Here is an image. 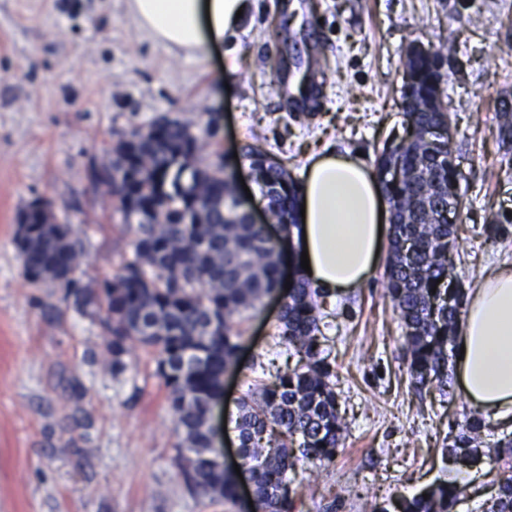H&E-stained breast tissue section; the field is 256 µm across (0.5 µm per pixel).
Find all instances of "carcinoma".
Masks as SVG:
<instances>
[{
    "instance_id": "carcinoma-1",
    "label": "carcinoma",
    "mask_w": 512,
    "mask_h": 512,
    "mask_svg": "<svg viewBox=\"0 0 512 512\" xmlns=\"http://www.w3.org/2000/svg\"><path fill=\"white\" fill-rule=\"evenodd\" d=\"M445 50L431 46L403 62L416 102L408 117L417 134L385 149L378 160L381 175L399 171L397 179L382 180L391 206L385 279L403 325L409 374L414 383L443 393L462 297V289L447 286L455 267V158L448 138L433 132L449 122L441 73ZM252 139L242 156L261 186L270 220L296 223L294 181L284 165L270 163L260 136ZM202 150L188 125L166 115L116 143L112 164L94 178L111 189L131 251L97 288L82 285L76 275L82 245L46 201L32 202L23 213L28 235L18 250L32 280L59 289L62 301H74L83 314L96 307L112 374L125 370L130 342L154 357L174 416L184 482L211 504H234L237 475L215 462L208 415L221 398L224 372L238 367L240 321L280 286L282 251L264 225L249 222L224 166L204 163ZM327 305L325 293L299 278L291 283L273 341L298 355L300 364L271 381L248 383L232 419L260 512H296L299 493L288 473L300 464L334 461L341 443L345 425L320 341ZM481 429V419L465 420L449 449L455 460L484 458L494 467L512 456L511 440L477 447ZM427 494L399 499L394 510L380 512H454L465 490L441 483ZM485 512H512V475L500 481Z\"/></svg>"
}]
</instances>
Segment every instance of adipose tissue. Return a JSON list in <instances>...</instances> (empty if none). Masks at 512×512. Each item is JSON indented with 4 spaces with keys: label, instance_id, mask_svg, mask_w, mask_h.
Here are the masks:
<instances>
[{
    "label": "adipose tissue",
    "instance_id": "1",
    "mask_svg": "<svg viewBox=\"0 0 512 512\" xmlns=\"http://www.w3.org/2000/svg\"><path fill=\"white\" fill-rule=\"evenodd\" d=\"M257 0H127L138 27L170 51L220 54L239 38ZM305 218L283 247L309 287L328 294L362 287L383 257L385 198L359 156L328 151L305 170L298 195ZM454 369L466 399L512 420V265L494 269L466 294Z\"/></svg>",
    "mask_w": 512,
    "mask_h": 512
}]
</instances>
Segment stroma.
Listing matches in <instances>:
<instances>
[{
  "label": "stroma",
  "instance_id": "obj_1",
  "mask_svg": "<svg viewBox=\"0 0 512 512\" xmlns=\"http://www.w3.org/2000/svg\"><path fill=\"white\" fill-rule=\"evenodd\" d=\"M223 56L173 58L141 31L125 0H0V512H239L193 493L179 474L174 418L151 355L131 343L112 373L98 322L32 282L16 245L37 199L68 214L83 246L84 285L118 271L130 235L92 167L134 128L166 115L208 124L202 155L238 173L260 134L294 182L324 150L369 166L401 138V59L445 44L443 86L460 169L459 257L449 287L469 289L512 264V6L506 0H259ZM314 92H289L313 61ZM506 221L493 234L492 219ZM277 300L242 319V365L224 381L234 412L254 361L272 350ZM324 347L346 424L333 463L298 468V512H375L462 473L449 459L474 408L411 381L404 332L383 272L331 299Z\"/></svg>",
  "mask_w": 512,
  "mask_h": 512
}]
</instances>
